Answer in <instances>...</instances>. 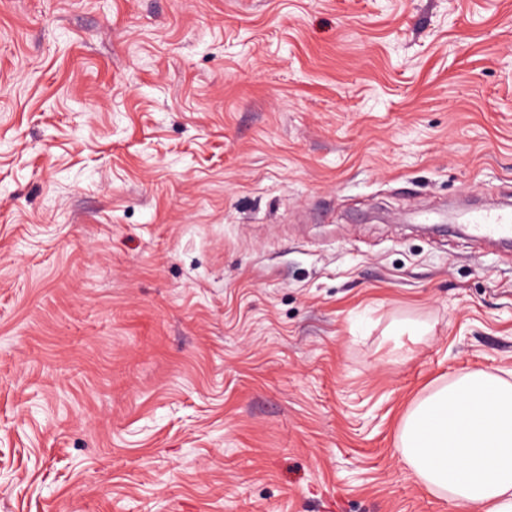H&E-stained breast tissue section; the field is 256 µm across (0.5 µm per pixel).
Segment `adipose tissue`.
Masks as SVG:
<instances>
[{"instance_id":"obj_1","label":"adipose tissue","mask_w":512,"mask_h":512,"mask_svg":"<svg viewBox=\"0 0 512 512\" xmlns=\"http://www.w3.org/2000/svg\"><path fill=\"white\" fill-rule=\"evenodd\" d=\"M400 442L431 491L470 512H512V382L460 374L411 405Z\"/></svg>"}]
</instances>
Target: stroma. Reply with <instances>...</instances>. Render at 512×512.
Returning <instances> with one entry per match:
<instances>
[{"label":"stroma","mask_w":512,"mask_h":512,"mask_svg":"<svg viewBox=\"0 0 512 512\" xmlns=\"http://www.w3.org/2000/svg\"><path fill=\"white\" fill-rule=\"evenodd\" d=\"M512 0H0V512H468L416 400L512 381ZM469 223L475 236L512 238V209L493 213H478L472 216Z\"/></svg>","instance_id":"1"}]
</instances>
